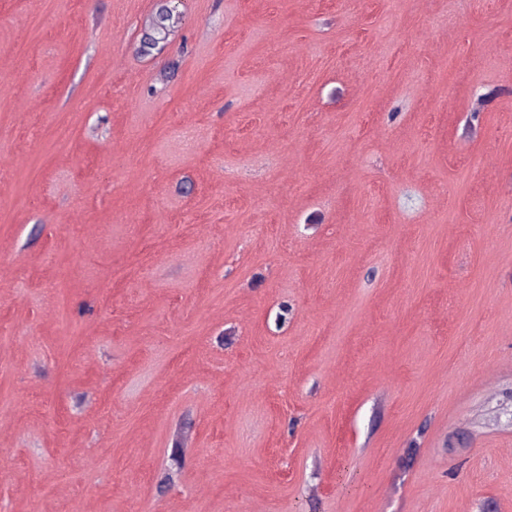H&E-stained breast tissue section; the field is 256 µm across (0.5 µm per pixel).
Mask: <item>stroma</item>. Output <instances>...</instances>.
<instances>
[{"label": "stroma", "instance_id": "35a3bbf8", "mask_svg": "<svg viewBox=\"0 0 512 512\" xmlns=\"http://www.w3.org/2000/svg\"><path fill=\"white\" fill-rule=\"evenodd\" d=\"M154 6L0 0V512H512V0ZM164 1L158 0L155 4L152 21L139 40L136 51L140 55H150L154 51L161 52L168 42L167 33L174 25L178 14Z\"/></svg>", "mask_w": 512, "mask_h": 512}]
</instances>
